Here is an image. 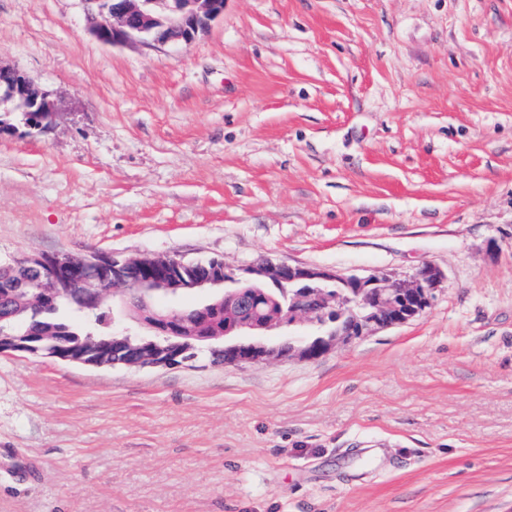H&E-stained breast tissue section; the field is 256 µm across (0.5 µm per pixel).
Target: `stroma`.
<instances>
[{
  "mask_svg": "<svg viewBox=\"0 0 512 512\" xmlns=\"http://www.w3.org/2000/svg\"><path fill=\"white\" fill-rule=\"evenodd\" d=\"M0 63L56 105L0 133V260L442 275L313 362L0 354V512H512V0H224L187 46L0 0Z\"/></svg>",
  "mask_w": 512,
  "mask_h": 512,
  "instance_id": "35a3bbf8",
  "label": "stroma"
}]
</instances>
